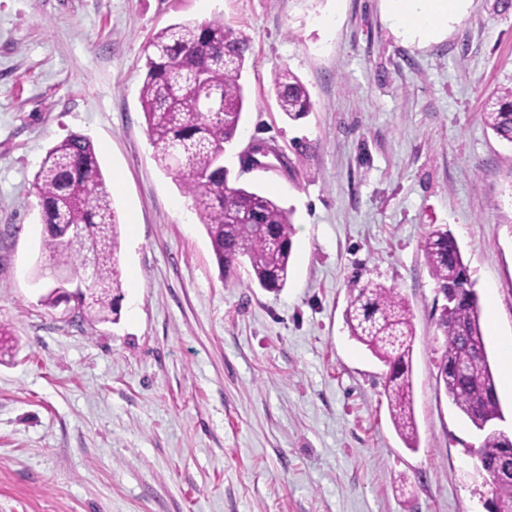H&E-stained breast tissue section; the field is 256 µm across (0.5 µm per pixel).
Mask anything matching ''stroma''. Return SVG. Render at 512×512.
Segmentation results:
<instances>
[{
	"label": "stroma",
	"mask_w": 512,
	"mask_h": 512,
	"mask_svg": "<svg viewBox=\"0 0 512 512\" xmlns=\"http://www.w3.org/2000/svg\"><path fill=\"white\" fill-rule=\"evenodd\" d=\"M223 18L250 43L231 179L293 209L286 288L224 281L139 89L143 45ZM287 69L314 102L276 105ZM512 88V0H473L413 43L383 0H0V512H487L477 436L437 389L444 338L422 243L454 234L492 364L512 338V145L482 113ZM92 141L121 227L117 323L71 324L42 297L35 174ZM292 163L244 170L253 143ZM399 288L415 326L419 447L398 436L386 368L349 335L352 284ZM273 86L279 111L291 121L305 118L311 112V96L302 81L290 70L274 72Z\"/></svg>",
	"instance_id": "stroma-1"
}]
</instances>
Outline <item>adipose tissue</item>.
Wrapping results in <instances>:
<instances>
[{
	"instance_id": "obj_1",
	"label": "adipose tissue",
	"mask_w": 512,
	"mask_h": 512,
	"mask_svg": "<svg viewBox=\"0 0 512 512\" xmlns=\"http://www.w3.org/2000/svg\"><path fill=\"white\" fill-rule=\"evenodd\" d=\"M393 28L412 40L430 41L462 17L469 0H385Z\"/></svg>"
}]
</instances>
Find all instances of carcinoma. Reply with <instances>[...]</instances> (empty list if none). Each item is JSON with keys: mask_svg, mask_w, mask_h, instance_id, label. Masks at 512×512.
Listing matches in <instances>:
<instances>
[{"mask_svg": "<svg viewBox=\"0 0 512 512\" xmlns=\"http://www.w3.org/2000/svg\"><path fill=\"white\" fill-rule=\"evenodd\" d=\"M249 40L221 20L177 22L153 33L143 45L145 74L139 100L157 164L177 166L183 193L204 224L221 277L230 279L241 259L249 285L279 293L291 273L292 211L274 199L230 183L226 145L242 122L246 96L242 73ZM218 91L222 112H200L199 79ZM279 111L291 121L311 112V96L290 70L274 72ZM483 121L512 144V89L483 113ZM44 224L42 254L52 268L78 275L93 267L85 290L72 295L71 322L115 323L123 295L121 223L112 206L92 141L70 134L51 146L35 175ZM429 274L446 304L437 321L445 338L437 380L450 404L481 434L474 450L489 475L512 467V438L496 429L504 419L496 378L481 324V306L454 235L432 227L423 243ZM346 323L350 336L387 368L384 394L393 425L406 447L418 448L413 410V315L401 292L381 283L349 288ZM492 512H512V486L489 483Z\"/></svg>", "mask_w": 512, "mask_h": 512, "instance_id": "1", "label": "carcinoma"}]
</instances>
